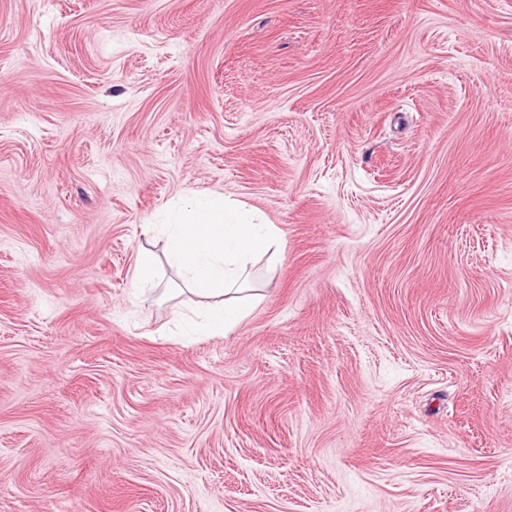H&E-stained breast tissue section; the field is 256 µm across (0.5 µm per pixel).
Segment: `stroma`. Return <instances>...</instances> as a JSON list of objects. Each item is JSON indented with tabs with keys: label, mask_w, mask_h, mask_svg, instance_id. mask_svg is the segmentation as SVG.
<instances>
[{
	"label": "stroma",
	"mask_w": 512,
	"mask_h": 512,
	"mask_svg": "<svg viewBox=\"0 0 512 512\" xmlns=\"http://www.w3.org/2000/svg\"><path fill=\"white\" fill-rule=\"evenodd\" d=\"M210 194L282 254L188 340ZM0 512H512V0H0ZM159 263V256L153 250L142 247L136 256L134 288H146L150 285Z\"/></svg>",
	"instance_id": "stroma-1"
}]
</instances>
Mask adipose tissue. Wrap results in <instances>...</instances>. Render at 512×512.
<instances>
[{"mask_svg":"<svg viewBox=\"0 0 512 512\" xmlns=\"http://www.w3.org/2000/svg\"><path fill=\"white\" fill-rule=\"evenodd\" d=\"M147 232L167 239L164 255L141 248L133 282L151 284L160 262H167L187 292L198 299L188 336H226L234 332L260 300L254 267L258 259L277 260L282 235L273 224H254L223 199H207L172 212L169 223L150 224Z\"/></svg>","mask_w":512,"mask_h":512,"instance_id":"adipose-tissue-1","label":"adipose tissue"}]
</instances>
